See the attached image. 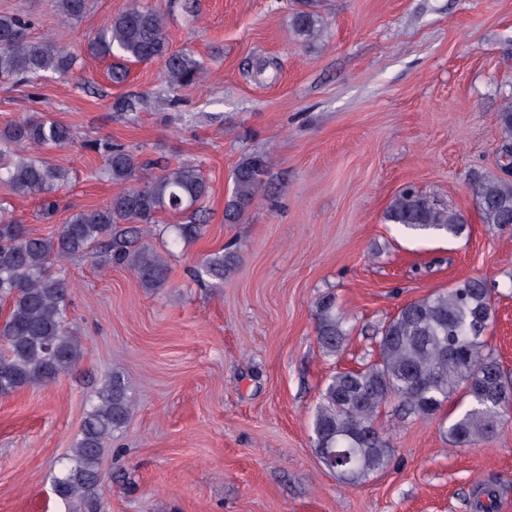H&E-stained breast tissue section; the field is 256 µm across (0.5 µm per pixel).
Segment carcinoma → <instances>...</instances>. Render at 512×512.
Listing matches in <instances>:
<instances>
[{
  "label": "carcinoma",
  "instance_id": "cac0c4a2",
  "mask_svg": "<svg viewBox=\"0 0 512 512\" xmlns=\"http://www.w3.org/2000/svg\"><path fill=\"white\" fill-rule=\"evenodd\" d=\"M88 0H48L70 19L80 18ZM291 27L304 40L320 36V0H298ZM29 17L0 14V84L33 85L64 76L78 54L53 42L28 40ZM87 53L113 58L112 82L128 76L126 63L160 60L165 82L185 88L203 81V72L186 49L172 50L165 34V15L138 0L86 40ZM503 149H512V108L498 114ZM72 141L69 126L25 115L0 130V184L23 196L45 199V210L56 208L49 199L68 179L64 169L42 156L45 147ZM88 148L106 158L104 173L121 186L102 207L72 213L55 233L36 236L26 225L0 215V303L9 306L0 320V396L45 386L71 371L83 357L81 343L68 322V299L74 284L65 263L88 257L99 266H125L145 288L168 284L167 260L141 243L158 223L159 214H183L202 202L209 186L197 166L188 162L161 166V173L139 183L137 172L147 162L129 147L108 140ZM270 164L264 154L246 157L233 172L231 199L224 219L236 222L254 203ZM471 192L482 223L512 224V176L472 177ZM202 210L182 224H170L174 245L201 236ZM385 218L413 234H462L464 216L441 208L430 196L404 188L389 204ZM236 263L232 253L204 257L196 281L224 278ZM494 303L485 280L466 278L453 287L411 301L398 309L373 336L372 354L362 367L338 371L319 393L312 419L311 441L316 455L337 472L347 487L359 485L388 468L394 453L393 433L380 423L392 406L402 419L432 421L456 394L467 407L448 421L446 434L453 446L473 449L491 438L501 418L512 410V374L500 363L487 340ZM316 333L322 351L334 355L353 330L350 319L327 295L316 302ZM134 413V396L125 376L115 370L93 392L67 462L53 477V491L64 502L91 501L102 479L104 441L127 426ZM474 512H493L499 489L480 485Z\"/></svg>",
  "mask_w": 512,
  "mask_h": 512
}]
</instances>
